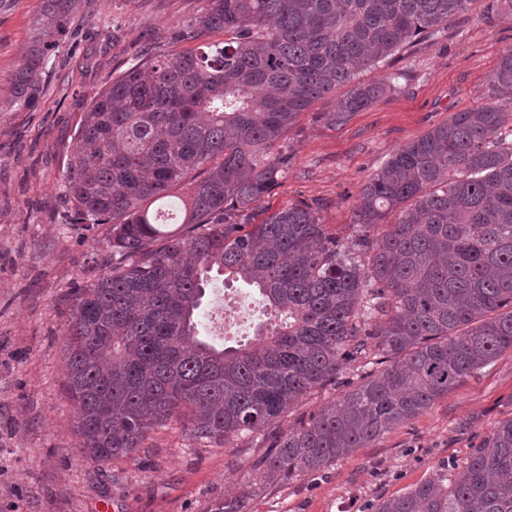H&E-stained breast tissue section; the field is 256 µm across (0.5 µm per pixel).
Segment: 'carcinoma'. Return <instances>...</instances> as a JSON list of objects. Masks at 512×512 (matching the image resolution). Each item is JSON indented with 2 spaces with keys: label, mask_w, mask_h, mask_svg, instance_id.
<instances>
[{
  "label": "carcinoma",
  "mask_w": 512,
  "mask_h": 512,
  "mask_svg": "<svg viewBox=\"0 0 512 512\" xmlns=\"http://www.w3.org/2000/svg\"><path fill=\"white\" fill-rule=\"evenodd\" d=\"M475 0H205L177 42L224 32L210 52L150 57L91 100L63 171L79 224H110L112 273L76 295L66 391L85 457L131 456L175 419L224 447L271 428L343 363L361 382L275 438L260 482L327 468L426 411L512 350V48L491 102L400 147L363 186L354 246L291 203L252 223L292 163L288 132L357 73L445 30ZM81 0H41L13 77L36 108L48 56ZM393 88L356 84L345 121ZM176 198L183 231L154 203ZM258 290L270 322L218 348L197 331L211 273ZM248 496L215 512H247ZM376 512H512V418L451 479Z\"/></svg>",
  "instance_id": "obj_1"
}]
</instances>
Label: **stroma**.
<instances>
[{"label": "stroma", "instance_id": "35a3bbf8", "mask_svg": "<svg viewBox=\"0 0 512 512\" xmlns=\"http://www.w3.org/2000/svg\"><path fill=\"white\" fill-rule=\"evenodd\" d=\"M204 0H82L72 36L52 55L36 111L14 109L12 78L31 39L39 0H0V512H213L248 493L271 437L357 384L358 363L303 397L275 428L239 447H206L177 422L122 462H93L80 448L65 386L66 330L80 289L112 271L107 224L73 221L61 176L91 98L151 50H200L171 35L201 15ZM512 47V0H477L439 36L415 41L390 63L364 68L365 84L400 73L396 90L338 126L325 118L335 96L316 102L288 135L293 161L253 220L288 204L320 206L344 246L364 184L401 146L488 101L492 74ZM234 293L245 308L237 336L251 339L270 314L255 288L214 278L197 318ZM512 418V352L498 357L419 416L327 469L248 493V512H374L387 498L464 464L471 448Z\"/></svg>", "mask_w": 512, "mask_h": 512}]
</instances>
